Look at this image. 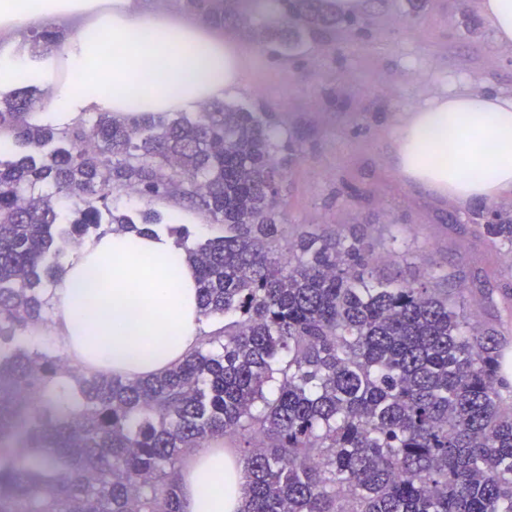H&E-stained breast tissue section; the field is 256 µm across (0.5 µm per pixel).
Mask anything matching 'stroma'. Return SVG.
I'll return each mask as SVG.
<instances>
[{
	"label": "stroma",
	"instance_id": "obj_1",
	"mask_svg": "<svg viewBox=\"0 0 512 512\" xmlns=\"http://www.w3.org/2000/svg\"><path fill=\"white\" fill-rule=\"evenodd\" d=\"M256 65L231 104L258 112L293 132L301 153L285 168L282 221L289 232L362 225L374 240L407 239L405 274L438 267L462 277L472 312L512 340V266L480 228L484 203L460 206L405 184L396 173L390 140L400 117L443 93L512 95V46L500 44L477 0H379L362 29H341L309 40L290 57H272L247 42ZM133 216L149 210L192 236L221 235V225L180 200L114 197Z\"/></svg>",
	"mask_w": 512,
	"mask_h": 512
}]
</instances>
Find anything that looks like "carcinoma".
<instances>
[{"label":"carcinoma","instance_id":"obj_1","mask_svg":"<svg viewBox=\"0 0 512 512\" xmlns=\"http://www.w3.org/2000/svg\"><path fill=\"white\" fill-rule=\"evenodd\" d=\"M190 12L280 55L349 28L329 0H182ZM56 34L33 30V51ZM31 90L0 97V128L42 153L0 159V512H180L184 455L222 437L247 473L240 512H512V367L506 341L473 319L456 275H381L366 236L280 221V154L292 138L257 113L198 111L74 127L33 123ZM86 202L66 218L58 200ZM179 196L224 234L138 225L112 190ZM482 225L512 254V209ZM176 238L200 315L221 324L165 373H86L26 333L47 323L44 285L65 250L100 228ZM287 246H281L283 239ZM72 378L76 405L47 386Z\"/></svg>","mask_w":512,"mask_h":512}]
</instances>
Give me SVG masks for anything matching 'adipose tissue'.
Segmentation results:
<instances>
[{
  "label": "adipose tissue",
  "mask_w": 512,
  "mask_h": 512,
  "mask_svg": "<svg viewBox=\"0 0 512 512\" xmlns=\"http://www.w3.org/2000/svg\"><path fill=\"white\" fill-rule=\"evenodd\" d=\"M72 24L48 60L22 42L34 22ZM0 92L36 81L52 90L47 113L70 124L93 112L118 117L187 111L239 93L253 67L241 42L151 0H0ZM404 182L461 204L512 193V96L452 92L406 113L391 141ZM51 323L29 333L66 348L87 372L140 378L182 361L199 336L193 267L164 236L108 232L85 242L50 292ZM182 512H239L245 469L201 448L177 476Z\"/></svg>",
  "instance_id": "ef3b65f1"
}]
</instances>
